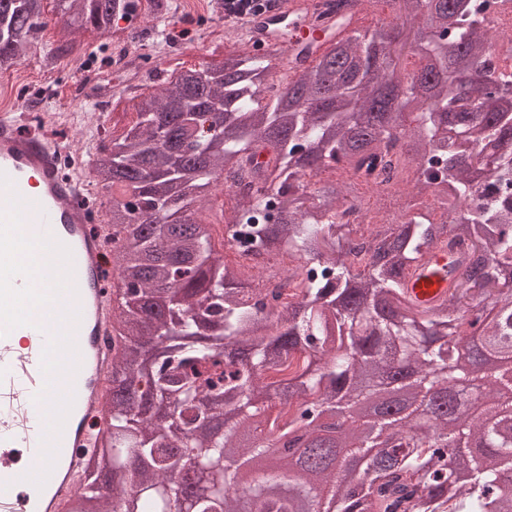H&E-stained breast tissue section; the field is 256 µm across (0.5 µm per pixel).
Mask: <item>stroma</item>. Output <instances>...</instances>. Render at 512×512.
I'll list each match as a JSON object with an SVG mask.
<instances>
[{
  "label": "stroma",
  "instance_id": "obj_1",
  "mask_svg": "<svg viewBox=\"0 0 512 512\" xmlns=\"http://www.w3.org/2000/svg\"><path fill=\"white\" fill-rule=\"evenodd\" d=\"M175 7L172 22L159 27L154 20L141 22L128 39L147 46L148 54L140 67L126 74L113 72L109 59L116 41L112 34L78 32L72 37L75 51L47 64L44 54L55 41V25H48L38 35L36 44L21 56L20 69L0 73V113L17 112L22 116L24 131H31L32 117L38 112L59 115L53 135L79 147L96 142L95 130L81 122L86 112L105 114L115 133L130 126L134 116L128 103L134 91H159L174 69L205 64H219L230 49L246 50L247 44L239 28L225 24L223 10L214 8L212 0H196L192 20L201 36L184 40L176 30L186 15V0H172ZM96 74L100 97L77 102L68 97L69 85L85 81Z\"/></svg>",
  "mask_w": 512,
  "mask_h": 512
}]
</instances>
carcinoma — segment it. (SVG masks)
Listing matches in <instances>:
<instances>
[{
    "mask_svg": "<svg viewBox=\"0 0 512 512\" xmlns=\"http://www.w3.org/2000/svg\"><path fill=\"white\" fill-rule=\"evenodd\" d=\"M364 2L329 0V49L294 76L274 70L277 46L172 73L95 153L126 344L112 356L110 429L85 464L86 512H512V74L490 51L494 0H381L388 17L363 30ZM127 8L53 0L64 33L47 62L71 52L67 33H106ZM397 19L411 24L403 57ZM47 26L44 0H0V72ZM270 82L279 91L255 106ZM385 148L414 175L356 245L336 223L361 203L355 184L310 191L308 179L370 173ZM227 171L256 190L222 224H249L295 259L298 297L275 311L198 219ZM422 196L452 223L414 210ZM445 242L466 248L462 270L445 303L419 310L404 276ZM376 380L409 400L370 423L357 407L383 394ZM337 415L347 431L331 441ZM280 442L307 467L247 470ZM189 462L203 465L193 495L169 480Z\"/></svg>",
    "mask_w": 512,
    "mask_h": 512,
    "instance_id": "obj_1",
    "label": "carcinoma"
}]
</instances>
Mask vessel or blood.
<instances>
[{"label": "vessel or blood", "mask_w": 512, "mask_h": 512, "mask_svg": "<svg viewBox=\"0 0 512 512\" xmlns=\"http://www.w3.org/2000/svg\"><path fill=\"white\" fill-rule=\"evenodd\" d=\"M314 9V0H283L255 15L250 46L282 43L288 70L297 73L328 45L333 21L314 22ZM151 14L148 0H134L113 31L127 34ZM67 151L46 136L21 132L11 113L0 114V348L19 355L0 358V393L15 384L18 364L33 374L21 427L0 430V512H65L79 489L112 367L101 240L90 230L93 214L80 203L83 184L59 171ZM456 258L443 246L406 274L414 306L428 309L447 299L454 284L448 264ZM70 302L81 309L79 321L65 317ZM18 448L26 453L25 467L44 469L40 485L23 481Z\"/></svg>", "instance_id": "vessel-or-blood-1"}]
</instances>
